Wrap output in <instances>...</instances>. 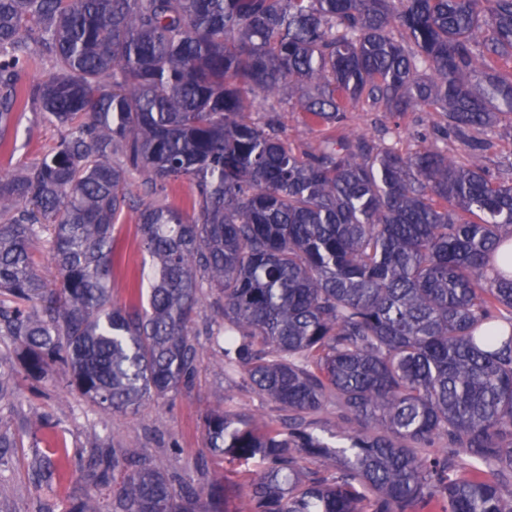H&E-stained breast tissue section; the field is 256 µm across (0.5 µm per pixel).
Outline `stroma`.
Segmentation results:
<instances>
[{
  "mask_svg": "<svg viewBox=\"0 0 512 512\" xmlns=\"http://www.w3.org/2000/svg\"><path fill=\"white\" fill-rule=\"evenodd\" d=\"M284 136L293 149L319 142L326 134L321 126L300 112L297 104L284 105ZM433 113L410 112L396 117L385 112L355 110L347 125L355 131L384 138L405 149L416 132L430 130ZM10 135L14 151L0 153V173L38 162L58 140L55 126L35 110L17 112ZM114 248L119 257L112 274V301L124 305L137 299L141 271L152 259L142 245L138 213L126 211L115 229ZM198 342L197 377L187 390L165 399L150 398L132 414L111 413L90 406L69 384L63 369H55L45 384L22 382L11 401L0 403V420L14 433L18 448L11 464L0 472V512H68L73 496L82 489L79 476L52 485L37 483L32 468L36 437L51 431L68 448L88 447L93 439L110 446L135 444L143 454L156 457L164 467L177 470L185 479L200 477L226 484L233 492L232 506L244 512L247 491L240 467L213 457L205 446V418L218 409L252 413L269 421L279 420L275 404L241 387L228 385L218 367L214 346L205 325L194 328Z\"/></svg>",
  "mask_w": 512,
  "mask_h": 512,
  "instance_id": "1",
  "label": "stroma"
}]
</instances>
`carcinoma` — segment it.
Wrapping results in <instances>:
<instances>
[{"mask_svg": "<svg viewBox=\"0 0 512 512\" xmlns=\"http://www.w3.org/2000/svg\"><path fill=\"white\" fill-rule=\"evenodd\" d=\"M34 46L54 72L24 88ZM502 59L512 0H0V149L27 104L59 130L0 175V402L15 360L109 412L189 388L207 287L224 378L285 413L206 417L211 453L259 466L247 512H512V168L480 137L512 130ZM294 100L332 130L299 152L277 110ZM359 104L438 120L403 151L347 129ZM133 174L146 309L112 304ZM184 181L193 213L154 201ZM15 447L0 425V468ZM83 459L95 491L68 512H232L224 485L133 445ZM70 465L34 459L45 483Z\"/></svg>", "mask_w": 512, "mask_h": 512, "instance_id": "obj_1", "label": "carcinoma"}]
</instances>
